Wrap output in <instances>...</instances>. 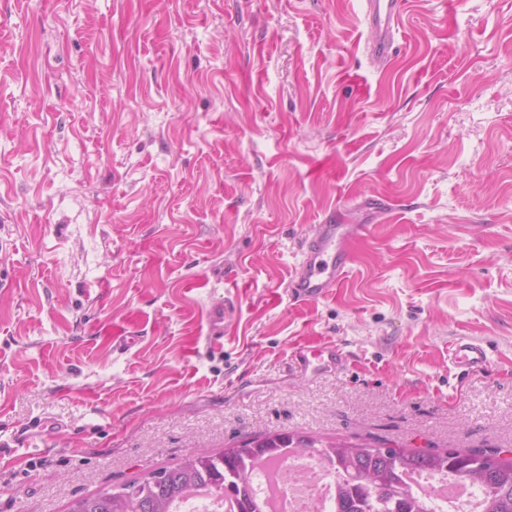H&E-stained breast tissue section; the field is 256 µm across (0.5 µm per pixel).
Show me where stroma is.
Listing matches in <instances>:
<instances>
[{
	"mask_svg": "<svg viewBox=\"0 0 512 512\" xmlns=\"http://www.w3.org/2000/svg\"><path fill=\"white\" fill-rule=\"evenodd\" d=\"M369 37L358 0H0V512L285 430L512 448V0ZM339 209L349 273L294 302ZM448 361L459 371L460 383L470 373L487 371L489 368V357L484 346L466 338L449 345ZM308 354H310L313 359L323 363L321 365H314ZM292 360L294 363V368L297 370V372L304 375L308 372H314L321 366H329L331 369L342 370L346 368L349 358L337 344L333 342H327L323 346H320L313 351L304 348H297L293 354ZM310 366L313 368L310 369Z\"/></svg>",
	"mask_w": 512,
	"mask_h": 512,
	"instance_id": "35a3bbf8",
	"label": "stroma"
}]
</instances>
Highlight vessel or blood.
<instances>
[{
  "label": "vessel or blood",
  "mask_w": 512,
  "mask_h": 512,
  "mask_svg": "<svg viewBox=\"0 0 512 512\" xmlns=\"http://www.w3.org/2000/svg\"><path fill=\"white\" fill-rule=\"evenodd\" d=\"M359 4L371 33L367 43L369 54L374 61L384 62L394 50L401 26L402 0H359ZM367 230L364 224L315 225L303 242L302 260L289 275L287 286L293 299L311 304L340 287L349 265L347 244ZM315 360L325 362L332 369L341 370L346 368L349 358L332 342L313 351L300 348L293 354L294 367L302 374L309 372ZM448 360L463 378L489 368V357L484 346L466 338L449 345Z\"/></svg>",
  "instance_id": "obj_1"
}]
</instances>
